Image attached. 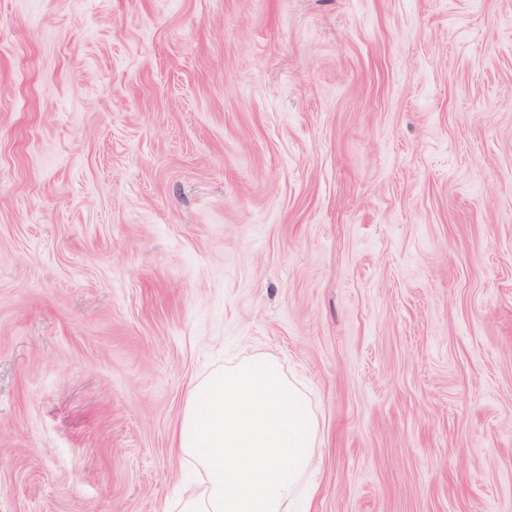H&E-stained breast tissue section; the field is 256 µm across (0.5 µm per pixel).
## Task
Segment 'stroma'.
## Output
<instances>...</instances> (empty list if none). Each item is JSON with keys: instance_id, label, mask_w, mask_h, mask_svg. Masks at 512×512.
Wrapping results in <instances>:
<instances>
[{"instance_id": "stroma-1", "label": "stroma", "mask_w": 512, "mask_h": 512, "mask_svg": "<svg viewBox=\"0 0 512 512\" xmlns=\"http://www.w3.org/2000/svg\"><path fill=\"white\" fill-rule=\"evenodd\" d=\"M257 352L312 512H512V0H0V512H177Z\"/></svg>"}]
</instances>
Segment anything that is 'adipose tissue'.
I'll return each instance as SVG.
<instances>
[{"label":"adipose tissue","mask_w":512,"mask_h":512,"mask_svg":"<svg viewBox=\"0 0 512 512\" xmlns=\"http://www.w3.org/2000/svg\"><path fill=\"white\" fill-rule=\"evenodd\" d=\"M199 466L201 490L181 512H290L317 466V414L278 360L258 353L193 383L174 435Z\"/></svg>","instance_id":"adipose-tissue-1"}]
</instances>
